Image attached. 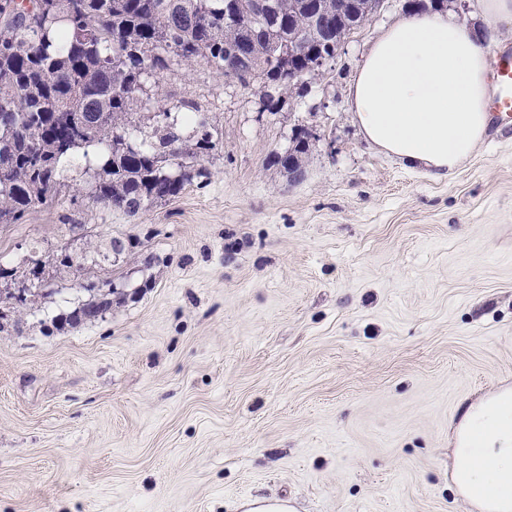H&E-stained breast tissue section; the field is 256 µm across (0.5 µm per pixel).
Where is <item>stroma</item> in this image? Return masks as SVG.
Wrapping results in <instances>:
<instances>
[{"instance_id":"35a3bbf8","label":"stroma","mask_w":512,"mask_h":512,"mask_svg":"<svg viewBox=\"0 0 512 512\" xmlns=\"http://www.w3.org/2000/svg\"><path fill=\"white\" fill-rule=\"evenodd\" d=\"M406 3L272 109L202 63L149 86L141 111L217 130L203 186L129 217L79 162L77 201L0 225L2 266L76 259L0 325V512H471L449 446L512 385V122L445 177L364 139L349 84ZM105 281L111 310L58 325Z\"/></svg>"}]
</instances>
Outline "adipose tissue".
<instances>
[{"mask_svg":"<svg viewBox=\"0 0 512 512\" xmlns=\"http://www.w3.org/2000/svg\"><path fill=\"white\" fill-rule=\"evenodd\" d=\"M481 24L425 11L393 22L371 45L348 91L365 139L434 175L454 173L483 141L486 47L512 0H480ZM452 482L472 512H512V387L467 406L452 443Z\"/></svg>","mask_w":512,"mask_h":512,"instance_id":"adipose-tissue-1","label":"adipose tissue"}]
</instances>
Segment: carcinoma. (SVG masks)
I'll list each match as a JSON object with an SVG mask.
<instances>
[{"instance_id":"obj_1","label":"carcinoma","mask_w":512,"mask_h":512,"mask_svg":"<svg viewBox=\"0 0 512 512\" xmlns=\"http://www.w3.org/2000/svg\"><path fill=\"white\" fill-rule=\"evenodd\" d=\"M0 0V224L66 194L64 172L79 149L86 163L95 149L89 199L130 217L152 202L178 196L208 178L201 159L217 147V132L191 107L194 149L184 150L170 112L136 124L135 108L147 80L176 66L206 64L245 87L279 77L277 100L288 84V40L316 25L305 13L290 21L293 0H275L252 15L239 0L238 18L224 17V0ZM93 298L72 317L95 321L112 308V292L89 284Z\"/></svg>"}]
</instances>
